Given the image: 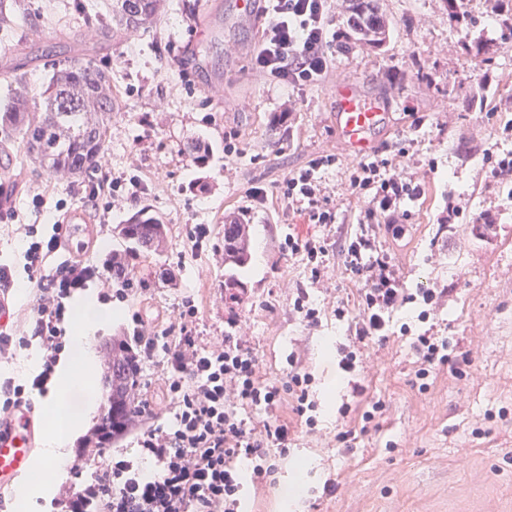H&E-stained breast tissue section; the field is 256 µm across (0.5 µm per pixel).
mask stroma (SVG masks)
<instances>
[{
    "instance_id": "stroma-1",
    "label": "stroma",
    "mask_w": 512,
    "mask_h": 512,
    "mask_svg": "<svg viewBox=\"0 0 512 512\" xmlns=\"http://www.w3.org/2000/svg\"><path fill=\"white\" fill-rule=\"evenodd\" d=\"M74 3L24 0L13 28L18 50L0 54V100L16 72L25 74L30 94L40 93L44 51L52 46L60 58L111 67L115 103L104 171L81 180L53 175L26 163L19 139L8 148L0 262L26 291L4 295L15 342L0 354V379L27 385L40 371L27 322L34 285L24 270L26 225L46 237L61 210L82 209L96 231L72 245L101 267L123 246L116 225L145 208L167 222V244L134 261L146 292L111 300L117 318L89 332L97 402L90 426L99 424L108 393L106 347L125 337L131 313L161 330L190 299L199 308L202 344L221 343L239 325L268 376L284 380L297 369L311 377L315 425L297 427L271 482L245 484L246 512H512V186L492 179L485 161L490 147L512 153V133L503 131L512 125V0H467L459 20L452 0H375L389 28L378 44L355 40L347 8L339 6L332 19L343 36L327 48L331 68L299 88L255 69L267 19H242L237 0H163L152 27L109 41L83 25ZM208 5L214 29L201 35L197 17ZM341 81L385 102L388 125L375 153L408 150L409 172L423 189L403 204L404 236L376 227L377 249L409 292L442 294L433 310L418 299L392 312L385 340L370 341L349 373L339 365L340 350L355 332L358 292L342 250L361 227L347 191L354 160L332 121ZM232 134L239 152L230 156L224 145ZM197 140L210 147L201 165L189 150ZM325 154L336 157L320 172L325 206L336 214L327 226L283 199L288 174ZM106 173L137 181L140 191L101 224L102 205L87 196ZM255 189L261 201L251 200ZM41 190L45 202L37 208L32 197ZM455 195L464 211L452 219L448 199ZM237 212L250 226L251 257L232 270L224 263V217ZM481 212L492 223L475 222ZM198 224L210 230L199 249L191 241ZM292 240L323 245L320 281H312L305 251L289 249ZM231 275L240 288L225 287ZM301 289L320 311L317 325L293 310ZM422 334L447 341L449 362L420 380L413 343ZM141 383L155 412L140 421L144 429L169 418L161 361L143 367ZM376 403L382 412L363 423ZM346 430L354 433L347 445L336 439Z\"/></svg>"
}]
</instances>
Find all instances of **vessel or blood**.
Instances as JSON below:
<instances>
[{
    "instance_id": "b4317fda",
    "label": "vessel or blood",
    "mask_w": 512,
    "mask_h": 512,
    "mask_svg": "<svg viewBox=\"0 0 512 512\" xmlns=\"http://www.w3.org/2000/svg\"><path fill=\"white\" fill-rule=\"evenodd\" d=\"M333 121L336 131L355 157L370 155L375 150L373 135L385 123L386 114L380 100L363 96L349 83L334 89ZM34 433L24 414L11 418L8 428H0V485L13 482L32 464Z\"/></svg>"
}]
</instances>
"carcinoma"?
Segmentation results:
<instances>
[{"label":"carcinoma","instance_id":"obj_1","mask_svg":"<svg viewBox=\"0 0 512 512\" xmlns=\"http://www.w3.org/2000/svg\"><path fill=\"white\" fill-rule=\"evenodd\" d=\"M159 0H112L103 16L84 3L78 4L88 26L101 36H114L112 24L143 27L156 18ZM354 30L379 43L385 38V24L371 4L350 0ZM21 0H0V31L8 34L21 11ZM51 75L40 93L37 106L20 94L5 97L0 104V128L18 134L27 157L51 173L79 178L96 167L104 149L109 121L114 111L112 76L106 67L79 59H49ZM169 227L159 215L138 213L120 225L118 236L126 242L122 252L112 253V272L127 271L128 258L137 253H155L167 241ZM249 256V235L244 224L224 225V263L244 265ZM126 344L112 341V388L106 406L112 415L102 419L101 427L117 436L138 417L133 389L138 376L124 359Z\"/></svg>","mask_w":512,"mask_h":512}]
</instances>
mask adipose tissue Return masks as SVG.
Here are the masks:
<instances>
[{"mask_svg":"<svg viewBox=\"0 0 512 512\" xmlns=\"http://www.w3.org/2000/svg\"><path fill=\"white\" fill-rule=\"evenodd\" d=\"M74 313L75 324L69 337V352L58 363L45 401L53 429L40 450L38 479L20 486L15 493L14 506L18 510L65 474L68 466L67 445L85 423L87 411L95 403L94 394L89 392L82 407L72 405L71 398L78 390L75 376L81 373L85 377H93L95 360L87 331L90 327L110 323L114 313L91 298L80 300L74 307Z\"/></svg>","mask_w":512,"mask_h":512,"instance_id":"1","label":"adipose tissue"}]
</instances>
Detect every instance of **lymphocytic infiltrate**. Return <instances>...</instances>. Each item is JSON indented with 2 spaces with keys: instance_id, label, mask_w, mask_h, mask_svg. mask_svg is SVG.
Masks as SVG:
<instances>
[{
  "instance_id": "obj_1",
  "label": "lymphocytic infiltrate",
  "mask_w": 512,
  "mask_h": 512,
  "mask_svg": "<svg viewBox=\"0 0 512 512\" xmlns=\"http://www.w3.org/2000/svg\"><path fill=\"white\" fill-rule=\"evenodd\" d=\"M329 9V0H264L269 21L254 58L256 69L290 85L318 82L331 65L325 51ZM332 162L329 155L312 158L286 182L288 202L306 204L318 224L334 221L321 205L318 177ZM348 189L362 203L363 226L344 252L345 269L359 285L352 349L341 360L350 369L358 350L384 334L389 314L411 299L388 258L375 255L373 229L378 216L387 214L395 219L394 236H403L397 222L400 205L417 197L419 185L398 173L392 159L377 157L353 166ZM59 245L55 233L32 241L24 252L28 277L36 283L29 320L33 336L41 341L42 370L28 388L10 379L0 382V413L6 415L30 407V390H44L51 378L65 346L67 303L74 290L95 280L122 297L133 291L131 277L112 276L81 260L47 266ZM198 320L199 308L190 301L162 332L146 331L137 314L127 331L134 363L162 358L173 404L171 425L148 426L137 437L141 455L154 460L159 475L142 477L132 460L110 456L101 438H84L74 454V470L99 459L105 466L93 483L64 488L54 502L57 512H242L237 460L253 461L254 483H266L277 469L271 449L287 452L291 436V424L280 408L290 405L294 416L313 426L308 374L294 372L284 382L267 377L248 337L228 336L223 346H204L197 336ZM248 410L259 411V418H245Z\"/></svg>"
}]
</instances>
